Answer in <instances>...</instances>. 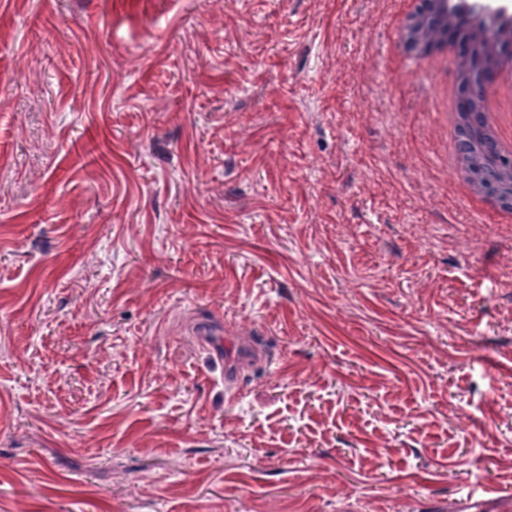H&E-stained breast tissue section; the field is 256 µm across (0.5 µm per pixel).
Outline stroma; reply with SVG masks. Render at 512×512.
Segmentation results:
<instances>
[{
  "label": "stroma",
  "instance_id": "obj_1",
  "mask_svg": "<svg viewBox=\"0 0 512 512\" xmlns=\"http://www.w3.org/2000/svg\"><path fill=\"white\" fill-rule=\"evenodd\" d=\"M395 0H0V512L512 496V240ZM263 339L236 391L188 332Z\"/></svg>",
  "mask_w": 512,
  "mask_h": 512
}]
</instances>
